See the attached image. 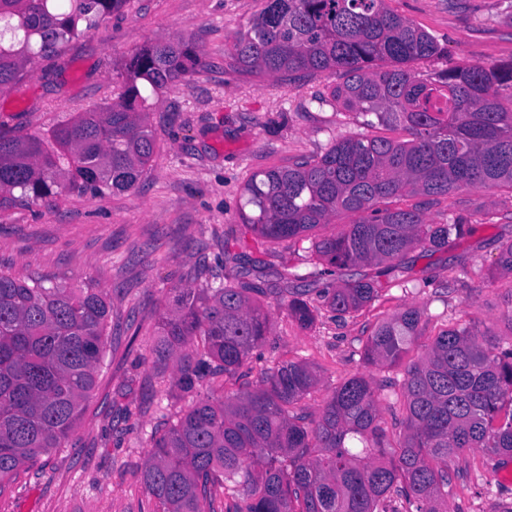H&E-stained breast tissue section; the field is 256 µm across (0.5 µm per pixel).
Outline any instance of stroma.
I'll return each mask as SVG.
<instances>
[{
    "instance_id": "stroma-1",
    "label": "stroma",
    "mask_w": 512,
    "mask_h": 512,
    "mask_svg": "<svg viewBox=\"0 0 512 512\" xmlns=\"http://www.w3.org/2000/svg\"><path fill=\"white\" fill-rule=\"evenodd\" d=\"M391 6L435 36L443 50L415 62L419 73L512 60L506 0H460L455 7L448 0H392ZM260 7L261 0H129L74 38L62 58L32 64L21 90L0 92V131L20 137L111 102L123 90L124 62L150 42H191L207 63L155 99L158 149L135 190L70 194L0 212V269L93 282L106 292L117 323L95 395L68 447L20 469L0 494V512H149L140 470L150 435L162 427L164 414L192 403L177 382L175 362L162 372L154 362L155 313L171 306L194 266L218 267L228 243L273 270L289 262L306 272L321 269L314 252H297L291 242L256 241L238 216L241 188L253 172L322 152L363 128L330 98L337 75L323 73L295 87L227 65L225 46ZM507 195L499 188L471 189L431 206L427 222L460 215L470 220L471 233L444 251H409L399 264L410 288L382 277L379 301L357 314L329 311L321 298L325 279L313 285L318 312L311 328L270 305L269 340L238 375L214 383L215 393L245 388L277 360L302 359L320 378L307 412L318 413L334 387L363 374L381 394L383 419L393 424L403 412L404 369L368 367L360 357L378 321L416 306L424 312L426 337L467 321L483 333L512 335V277L497 268L512 224L483 219ZM462 264L481 270L482 278L447 290ZM450 467L461 477L449 490L448 512H502L512 505V459L477 449Z\"/></svg>"
}]
</instances>
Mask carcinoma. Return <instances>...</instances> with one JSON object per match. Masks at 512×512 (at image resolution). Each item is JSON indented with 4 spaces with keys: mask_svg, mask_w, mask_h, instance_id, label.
<instances>
[{
    "mask_svg": "<svg viewBox=\"0 0 512 512\" xmlns=\"http://www.w3.org/2000/svg\"><path fill=\"white\" fill-rule=\"evenodd\" d=\"M127 0H0V91L21 83L34 59H56L75 37ZM441 54L434 36L388 0H263L224 52L239 72L298 85L329 72L333 100L365 128L323 152L252 173L239 218L260 242L297 244L343 211L356 215L312 249L326 268L254 272L244 252L224 251V278L198 271L156 317L157 359L190 347L178 384L192 405L175 414L140 480L154 512H446L449 463L467 451L512 456V341L449 325L421 341L422 313L409 307L380 322L361 360L407 367L404 408L392 438L379 396L363 374L335 387L317 415L303 401L319 384L312 367L284 359L232 394H199L236 376L271 331L262 298L278 297L303 329L316 319L308 286L338 273L324 292L339 315L381 297L367 266L409 250L437 252L472 231L452 218L429 224L440 198L477 188L512 192V61L447 66L420 74L407 64ZM206 65L187 42H152L125 63L112 103L25 137L0 133V210L68 194L135 188L157 137L150 96ZM497 267L512 274V240ZM112 311L102 289L39 273L0 272V494L18 470L65 447L108 354Z\"/></svg>",
    "mask_w": 512,
    "mask_h": 512,
    "instance_id": "1",
    "label": "carcinoma"
}]
</instances>
